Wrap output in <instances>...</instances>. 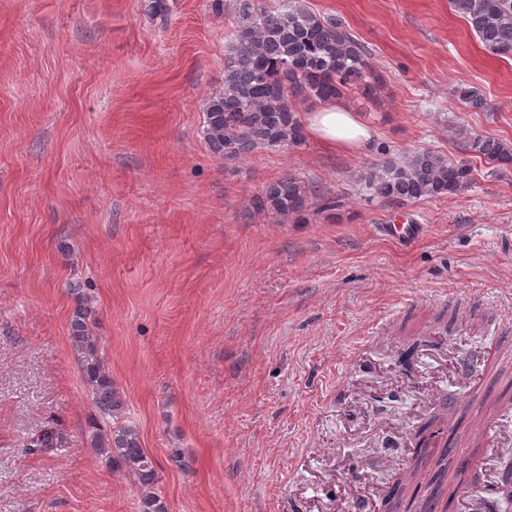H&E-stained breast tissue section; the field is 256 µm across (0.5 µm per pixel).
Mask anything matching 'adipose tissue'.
Wrapping results in <instances>:
<instances>
[{"mask_svg": "<svg viewBox=\"0 0 512 512\" xmlns=\"http://www.w3.org/2000/svg\"><path fill=\"white\" fill-rule=\"evenodd\" d=\"M301 120L310 138L332 150L356 151L370 140L369 130L360 114L341 102L304 113Z\"/></svg>", "mask_w": 512, "mask_h": 512, "instance_id": "adipose-tissue-1", "label": "adipose tissue"}]
</instances>
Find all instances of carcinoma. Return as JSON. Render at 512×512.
Returning <instances> with one entry per match:
<instances>
[{"label":"carcinoma","mask_w":512,"mask_h":512,"mask_svg":"<svg viewBox=\"0 0 512 512\" xmlns=\"http://www.w3.org/2000/svg\"><path fill=\"white\" fill-rule=\"evenodd\" d=\"M484 48L512 58V0H450ZM212 11L228 26L224 54V88L205 102L201 135L210 151L241 159L260 148L295 146L304 140L298 105L307 98L327 103L354 89L372 93L369 52L342 23L311 11L301 0L267 7L262 0H212ZM462 147L494 167L512 166V145L465 129L451 131ZM468 161H452L428 149L402 159L389 158L381 169L361 174L379 198L412 202L455 195L473 180ZM309 184L286 172L251 199L252 208L274 217L290 218L304 211ZM87 304L70 319L71 340L81 362L83 381L91 391L102 424H94L92 444L139 486L140 512H167L156 494L158 472L142 448L137 427L122 416L123 400L96 353ZM436 419L417 426L420 447L413 449L394 489L419 491L423 512H436L448 484L468 480L466 465H448V442L438 439ZM55 430H44L29 445L38 452L56 445Z\"/></svg>","instance_id":"carcinoma-1"}]
</instances>
